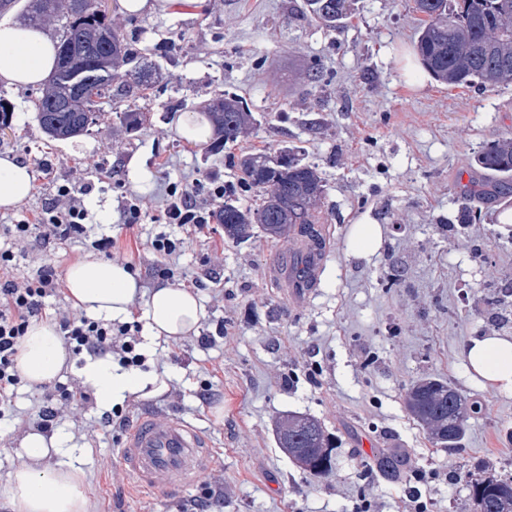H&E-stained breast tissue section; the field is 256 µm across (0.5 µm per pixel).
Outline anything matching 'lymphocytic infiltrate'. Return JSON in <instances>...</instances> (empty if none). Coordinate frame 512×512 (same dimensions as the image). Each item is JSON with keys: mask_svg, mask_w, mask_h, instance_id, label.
I'll list each match as a JSON object with an SVG mask.
<instances>
[{"mask_svg": "<svg viewBox=\"0 0 512 512\" xmlns=\"http://www.w3.org/2000/svg\"><path fill=\"white\" fill-rule=\"evenodd\" d=\"M208 185V197L204 200L199 199L196 188L171 187L164 209L168 225L200 229L214 223L220 211L218 202L224 197V184L212 179ZM83 192L80 186L61 185L57 193L64 200L63 206L44 209L37 221L24 217L0 229L5 235V242L0 245V416L11 407L21 381L15 355L28 326L39 318L47 299L64 296V280L53 263H42L27 276L19 274L14 245L35 238L63 246L71 240L85 238L90 251L106 258L112 255L115 239L108 235L93 239L87 236ZM58 325L64 345L74 353H115L127 368L140 366L143 361L136 351L138 340L131 324L105 323L87 317L75 319L63 313ZM89 400L88 393L78 386L70 385L60 392L55 387L44 386L37 414L38 428L51 431L62 414L63 404L78 406Z\"/></svg>", "mask_w": 512, "mask_h": 512, "instance_id": "obj_1", "label": "lymphocytic infiltrate"}]
</instances>
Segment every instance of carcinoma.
Here are the masks:
<instances>
[{
    "instance_id": "cac0c4a2",
    "label": "carcinoma",
    "mask_w": 512,
    "mask_h": 512,
    "mask_svg": "<svg viewBox=\"0 0 512 512\" xmlns=\"http://www.w3.org/2000/svg\"><path fill=\"white\" fill-rule=\"evenodd\" d=\"M100 0H34L28 21L37 24L47 16L62 20L58 58L49 77V88L35 102L36 119L52 138L84 134L104 116L103 99L112 81L100 80L97 70L111 69L128 55L125 37L112 29ZM424 15L418 32L416 53L425 69L439 82L451 86L512 84V0H415ZM311 10L325 28L350 14L349 0H310ZM129 86L149 91L159 73L147 58L128 72ZM204 110L223 143L234 142L250 129L253 115L239 98L228 93L212 97ZM288 162L279 166L269 156L254 152L241 156L239 181L224 186V207L217 223L233 240L249 236L254 224L271 238L288 236L303 242L305 251L295 274L305 282L310 275L308 259L322 251L316 205L324 185L314 167L302 163L285 148ZM492 181L468 187L479 200L512 184V136L492 142L476 159ZM241 192L255 193L258 203L250 208L237 204ZM406 404L412 416L426 429L429 439L441 448H458L465 433V398L447 382L426 378L415 382ZM280 447L300 468L315 478L328 475L335 466L330 438L314 419L291 414L279 427ZM375 467L391 476L400 472L392 454L377 455ZM476 512H512V479L494 475L468 484Z\"/></svg>"
}]
</instances>
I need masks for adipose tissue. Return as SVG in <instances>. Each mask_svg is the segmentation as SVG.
Listing matches in <instances>:
<instances>
[{"instance_id":"obj_1","label":"adipose tissue","mask_w":512,"mask_h":512,"mask_svg":"<svg viewBox=\"0 0 512 512\" xmlns=\"http://www.w3.org/2000/svg\"><path fill=\"white\" fill-rule=\"evenodd\" d=\"M56 64V44L41 27L25 23H0V81L10 86L43 84ZM32 190L29 165L12 156H0V209L7 211L23 202ZM69 296L75 307L98 318L121 321L135 301H143V317L149 341H169L196 333L207 317L198 296L184 288L160 285L144 291L129 268L118 261L88 259L65 271ZM473 371L486 382L512 390V339L485 336L471 339L465 349ZM69 359L55 324L32 322L15 357L22 377L31 385L52 382ZM86 383L97 402L110 407L128 396L154 397L167 389V374L149 370L131 373L110 358H87ZM58 439L29 433L20 452L29 461L18 468L5 495L14 512H86V499L75 467L42 473L34 461L58 451Z\"/></svg>"}]
</instances>
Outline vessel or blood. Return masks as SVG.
<instances>
[{
  "label": "vessel or blood",
  "mask_w": 512,
  "mask_h": 512,
  "mask_svg": "<svg viewBox=\"0 0 512 512\" xmlns=\"http://www.w3.org/2000/svg\"><path fill=\"white\" fill-rule=\"evenodd\" d=\"M119 461L139 484L155 491L186 488L214 464L204 435L183 418L143 413L119 448Z\"/></svg>",
  "instance_id": "1"
}]
</instances>
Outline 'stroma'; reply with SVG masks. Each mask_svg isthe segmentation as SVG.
<instances>
[{
  "label": "stroma",
  "instance_id": "1",
  "mask_svg": "<svg viewBox=\"0 0 512 512\" xmlns=\"http://www.w3.org/2000/svg\"><path fill=\"white\" fill-rule=\"evenodd\" d=\"M115 4L105 0L113 29L162 75L147 96L119 94L87 133L55 140L35 117L43 87L0 83L14 113L0 155L30 165L28 211L55 203L58 186L81 182L89 236L112 234L113 259L134 262L135 277L152 289L145 244L165 228L171 186L206 175L232 184L241 154L295 147L326 185L325 261L308 287L292 277V240L256 228L236 242L220 224L180 230L186 250L175 268L207 317L197 334L143 351L145 369L168 373L174 393L131 397L118 409L132 424L149 406L184 418L208 439L214 468L179 492L141 488L118 459L122 430L88 437L103 414L92 402L64 411L52 430L63 448L36 469H79L88 512H180L219 480L224 500L210 512H403L404 481L374 466L383 448L405 473L421 474L427 512H474L472 476L512 475V391L483 385L464 357L471 338L512 337V223L499 220L512 212V187L480 202L464 190L486 177L476 163L482 148L512 134V84L451 87L408 66L420 25L413 0H354L333 30L316 22L308 0H197L142 17ZM224 92L246 101L255 118L248 133L221 147L182 140L179 116ZM129 108L143 114L140 131L118 119ZM133 158L147 187L130 175ZM129 199L142 209L132 230ZM466 208L475 218L463 225L457 215ZM358 224L378 225L374 251L356 245ZM84 249L22 246L21 271L47 260L68 268ZM505 289L510 298L493 303ZM425 377L447 381L472 405L461 450L435 446L405 408L409 388ZM207 384L212 395L203 402ZM41 396L20 384L0 419V512H13L3 491L24 463L19 445ZM294 412L335 440L336 465L325 478L309 476L278 446L276 423Z\"/></svg>",
  "mask_w": 512,
  "mask_h": 512
}]
</instances>
